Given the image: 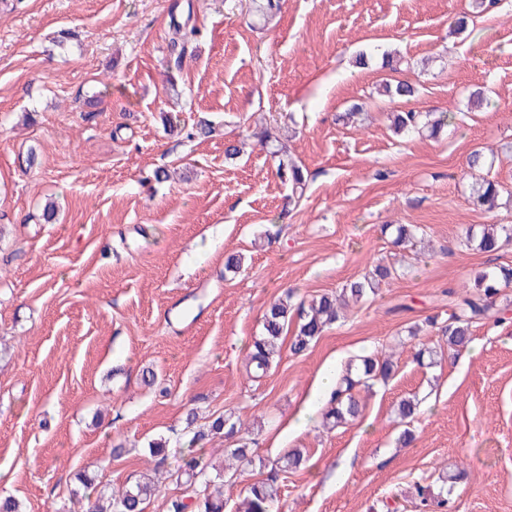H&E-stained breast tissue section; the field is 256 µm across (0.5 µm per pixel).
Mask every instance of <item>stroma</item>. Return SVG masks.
<instances>
[{
  "label": "stroma",
  "instance_id": "obj_1",
  "mask_svg": "<svg viewBox=\"0 0 512 512\" xmlns=\"http://www.w3.org/2000/svg\"><path fill=\"white\" fill-rule=\"evenodd\" d=\"M185 3L199 35L178 63L170 15ZM470 3L282 0L266 24L250 0H0V495L21 512H70L80 475L121 491L162 437V495L147 512H166L191 492L174 473L194 408L241 418L254 439L224 512L294 448L306 462L281 479L280 512H417L416 485L457 471L452 512H512V286L469 348L445 349L439 329L450 295L512 265V243H465L468 228L512 225V197L472 208L467 168L471 151L494 149L483 174L512 189V0L451 34ZM386 52L397 73L382 68ZM393 75L416 85L411 103L379 95ZM483 86L490 104L470 106ZM354 103L365 120L339 122ZM409 107L460 120L436 139L393 134L388 113ZM173 114L182 128L165 131ZM203 118L213 134L187 138ZM263 127L285 142L282 158L258 145ZM282 160L309 172L299 205ZM160 167L169 181L156 182ZM391 224L421 237L395 245ZM232 254L243 261L228 273ZM380 262L397 274L377 295L252 380L247 347L271 301L338 290ZM424 343L444 348L430 368L414 359ZM377 351L397 367L359 392L356 421L288 429L322 369ZM408 396L420 413L405 423Z\"/></svg>",
  "mask_w": 512,
  "mask_h": 512
}]
</instances>
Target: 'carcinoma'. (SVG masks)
<instances>
[{"label": "carcinoma", "instance_id": "1", "mask_svg": "<svg viewBox=\"0 0 512 512\" xmlns=\"http://www.w3.org/2000/svg\"><path fill=\"white\" fill-rule=\"evenodd\" d=\"M489 9L486 0H473L472 11L458 16L454 31L464 33L475 26V19ZM171 25L177 38L172 40V50L177 52L176 59H181L187 52L188 43L197 34L192 24V12H187L183 20L172 19ZM385 96L390 99L414 96V87L406 81L397 80L383 86ZM391 127L398 135L411 136L426 131L430 136L439 135L447 125L448 113L434 115L432 112H418L409 109L390 113ZM488 165V158L481 150L473 151L468 159L469 173L476 185L470 196L471 205L479 210L491 211L498 206V201L507 188L500 183L481 175ZM279 176L288 185V199L301 198L308 182V174L299 165L290 162L278 165ZM512 241V225L489 224L482 228L476 237H467V242L484 253L499 251ZM393 271L381 263L362 278L343 286L340 292L325 293L308 303L291 304L292 292L285 297L271 302L263 314V331L254 338L248 355L247 367L251 377L259 379L266 375L283 346H288L294 355L308 351L311 345L339 318L338 309L353 300L360 302L369 295L376 294L379 285L391 279ZM512 285V266L501 265L480 273L475 279L474 291L454 301L448 310V324L443 330L448 346L463 348L470 340L471 327L495 316V303L501 287ZM393 373V364L388 356L372 354L362 356L348 363L338 376L334 390L324 412L326 422L335 428L355 420L361 413L360 401L356 389L360 386L370 387L375 382L387 381ZM191 427L189 445L201 443L216 437L231 438L236 435L249 434L240 420H231L223 415L216 416L203 426H195L196 411L187 417ZM167 440L156 439L149 443V454L154 458V468L164 466L167 460ZM304 460L303 452L297 448L288 451L271 463L267 478L256 481L245 490L242 512H273L278 502V479L280 474L297 470ZM185 474L188 481H197L204 485L203 493L186 498H175L167 502L168 512H224L223 471L209 466L203 460L192 457L185 461ZM454 477H440L439 491L432 493L423 487L417 488L420 505L426 512H445L448 507V483ZM160 484L144 476L126 487L122 492L111 495L108 507L101 505L102 497L91 499L85 497L81 512H145L147 505L159 496Z\"/></svg>", "mask_w": 512, "mask_h": 512}]
</instances>
